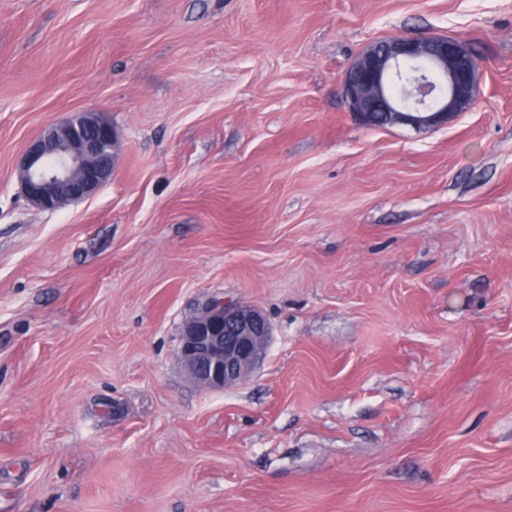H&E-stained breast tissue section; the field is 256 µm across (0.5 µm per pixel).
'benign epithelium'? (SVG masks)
Listing matches in <instances>:
<instances>
[{
    "mask_svg": "<svg viewBox=\"0 0 512 512\" xmlns=\"http://www.w3.org/2000/svg\"><path fill=\"white\" fill-rule=\"evenodd\" d=\"M477 70L468 44L447 36H400L372 43L347 69L341 96L364 126H444L472 104ZM117 138L95 112H73L32 139L17 174L25 197L53 212L112 180ZM271 324L258 308L210 297L179 332L180 361L198 386L222 391L263 360Z\"/></svg>",
    "mask_w": 512,
    "mask_h": 512,
    "instance_id": "1",
    "label": "benign epithelium"
}]
</instances>
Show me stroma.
I'll list each match as a JSON object with an SVG mask.
<instances>
[{"label": "stroma", "instance_id": "stroma-1", "mask_svg": "<svg viewBox=\"0 0 512 512\" xmlns=\"http://www.w3.org/2000/svg\"><path fill=\"white\" fill-rule=\"evenodd\" d=\"M476 48L447 126L366 127L375 41ZM95 112L112 180L21 192ZM261 365L197 387L200 299ZM0 512H512V0H0ZM117 138L95 112H72L32 139L17 174L25 197L53 212L93 196L112 180ZM269 336L271 324L260 309L210 297L181 325L180 361L193 383L221 391L260 364Z\"/></svg>", "mask_w": 512, "mask_h": 512}]
</instances>
